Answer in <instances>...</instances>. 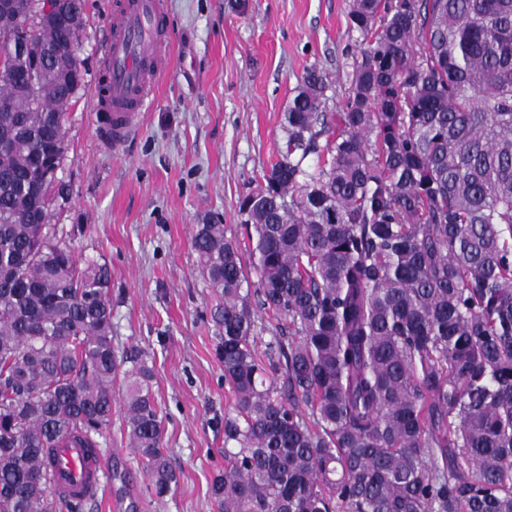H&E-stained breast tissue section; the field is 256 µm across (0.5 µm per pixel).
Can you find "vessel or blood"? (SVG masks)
Here are the masks:
<instances>
[{"mask_svg":"<svg viewBox=\"0 0 512 512\" xmlns=\"http://www.w3.org/2000/svg\"><path fill=\"white\" fill-rule=\"evenodd\" d=\"M168 44L165 0H115L92 98L102 144L119 148L138 129L156 79L170 64ZM50 470L56 496L83 501L101 490L105 461L96 448H59Z\"/></svg>","mask_w":512,"mask_h":512,"instance_id":"vessel-or-blood-1","label":"vessel or blood"}]
</instances>
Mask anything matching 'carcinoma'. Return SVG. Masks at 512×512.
Segmentation results:
<instances>
[{
  "label": "carcinoma",
  "instance_id": "cac0c4a2",
  "mask_svg": "<svg viewBox=\"0 0 512 512\" xmlns=\"http://www.w3.org/2000/svg\"><path fill=\"white\" fill-rule=\"evenodd\" d=\"M20 2L0 53L38 0ZM349 20L344 105L323 111L309 68L285 150L240 200L257 283L224 224L193 228L234 397L212 495L224 512H512V0H351ZM83 27L30 29L37 86L15 59L0 72V512L85 507L43 462L100 447L120 372L148 496L178 483L147 353L112 334L108 264L80 265L60 241L75 230L47 223ZM258 310L283 320L261 355Z\"/></svg>",
  "mask_w": 512,
  "mask_h": 512
}]
</instances>
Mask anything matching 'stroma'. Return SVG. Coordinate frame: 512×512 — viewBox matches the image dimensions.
Segmentation results:
<instances>
[{
    "label": "stroma",
    "mask_w": 512,
    "mask_h": 512,
    "mask_svg": "<svg viewBox=\"0 0 512 512\" xmlns=\"http://www.w3.org/2000/svg\"><path fill=\"white\" fill-rule=\"evenodd\" d=\"M114 0H87L80 33L86 70L65 120L57 173L69 188L50 221L76 227L83 262L107 261L112 331L147 352L164 418V451L179 483L160 502L146 496L145 466L128 446L124 407L99 437L106 488L85 512H222L211 493L224 471V384L210 320L214 294L199 274L194 225L224 224L251 267L240 198L260 190L287 139L288 104L309 67L329 81L326 111L350 86L351 0H167L172 59L140 127L118 149L100 146L90 101Z\"/></svg>",
    "instance_id": "stroma-1"
}]
</instances>
